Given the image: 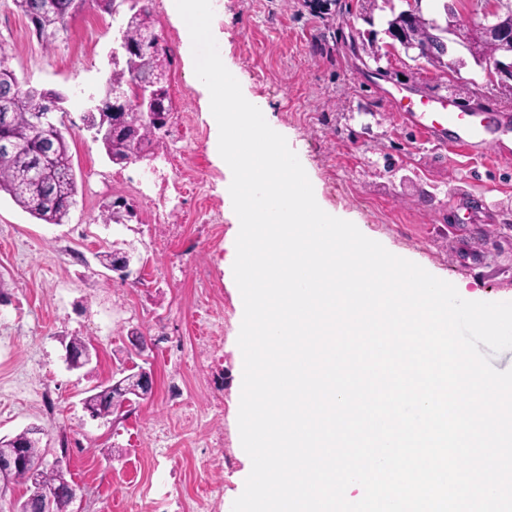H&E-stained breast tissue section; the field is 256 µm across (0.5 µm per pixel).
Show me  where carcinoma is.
<instances>
[{
  "instance_id": "carcinoma-1",
  "label": "carcinoma",
  "mask_w": 512,
  "mask_h": 512,
  "mask_svg": "<svg viewBox=\"0 0 512 512\" xmlns=\"http://www.w3.org/2000/svg\"><path fill=\"white\" fill-rule=\"evenodd\" d=\"M15 6L27 18L33 19L41 42L52 46L64 39L68 33V21L72 17V0H45L43 11L35 10L36 0H13ZM83 3L108 14L124 13L121 27L122 40L135 48L132 60L112 71L102 96L110 99L115 91L132 93V87L140 82L156 79L167 80L173 63V50L167 42L156 47L144 42L147 32L155 30V21L147 0H83ZM398 30L408 31L420 38L426 37L427 17L421 15L408 22L401 12L392 13L387 20L386 33ZM16 84L20 95L11 105L12 122L8 134L26 145L22 157L0 155V193L8 194L23 210L45 224H64L71 208L78 203V189L75 170L70 154L69 142L65 135L66 126L58 120L53 136L45 141L37 133L36 122L46 111L51 100L64 101V96L50 91L25 86L9 63V57L0 52V85ZM121 119V129L97 138L102 144L108 160L123 165L144 157L153 142L164 135L169 121H150L142 111L128 105L115 115L101 112H86L83 121L93 129L109 124V118ZM142 398L137 373H130L110 386L94 387L88 390L84 408L95 412L96 417L106 418L120 412L124 407ZM40 429L29 427L11 438H0V452L17 451L27 459H41ZM38 482L44 490L67 485V471L61 464L44 467L38 475Z\"/></svg>"
}]
</instances>
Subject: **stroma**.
<instances>
[{"label": "stroma", "mask_w": 512, "mask_h": 512, "mask_svg": "<svg viewBox=\"0 0 512 512\" xmlns=\"http://www.w3.org/2000/svg\"><path fill=\"white\" fill-rule=\"evenodd\" d=\"M402 0H375L371 19L349 0H221L211 29L225 67L244 97L265 100L313 184L317 202L354 223L391 253L462 289L470 301L512 302V98L497 94L484 71L467 61L448 77L403 52L380 60L354 56L336 32L385 42L384 29ZM157 31L175 55L168 85L176 114L187 117L183 145L200 194L171 216L196 251L170 269L146 226L153 219L131 179L154 168L167 142L149 158L110 163L86 130L84 100L108 78L119 16L83 9L64 41L44 48L13 0H0V50L26 85L65 94L63 120L78 176V204L67 223L45 224L0 195V437L36 424L45 462L62 458L77 486L73 512H142L146 498L161 512H231L246 460L239 440V289L228 261L238 222L224 196L232 172L211 151L215 126L204 85L187 50L190 34L174 0H156ZM384 77H376L375 69ZM401 91L413 100L441 92L463 105L492 98L489 144L463 156L434 147L387 106ZM121 201L134 216L102 223L103 206ZM134 253L131 275L155 280L128 288L101 266L99 252ZM211 282L215 310L205 331L190 320L201 295L199 272ZM148 346L135 356L128 335ZM180 343L163 349L159 333ZM83 334L97 348L92 363L68 369L65 345ZM154 378L152 395L124 419H92L82 400L89 388L120 378L131 361ZM183 404L167 397L170 382ZM57 389L60 412L45 415L41 394Z\"/></svg>", "instance_id": "stroma-1"}]
</instances>
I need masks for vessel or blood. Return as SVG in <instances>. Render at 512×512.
<instances>
[{"mask_svg": "<svg viewBox=\"0 0 512 512\" xmlns=\"http://www.w3.org/2000/svg\"><path fill=\"white\" fill-rule=\"evenodd\" d=\"M390 106L401 120L435 144L445 143L452 137L469 149L487 130L484 121L475 119L473 114L464 112L455 101L443 95L430 97L420 105L406 97H394Z\"/></svg>", "mask_w": 512, "mask_h": 512, "instance_id": "vessel-or-blood-1", "label": "vessel or blood"}]
</instances>
